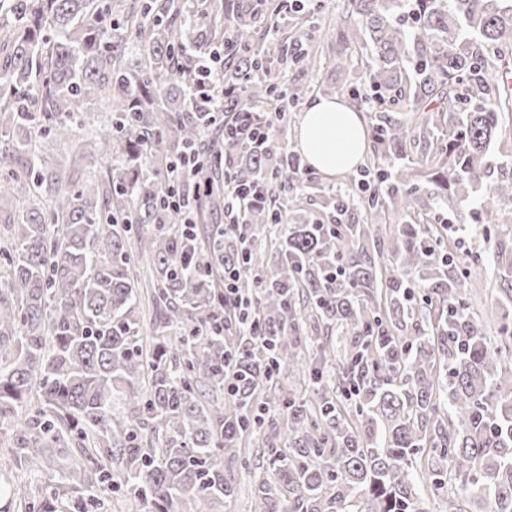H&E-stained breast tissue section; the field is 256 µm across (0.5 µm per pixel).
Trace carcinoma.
<instances>
[{"instance_id": "carcinoma-1", "label": "carcinoma", "mask_w": 512, "mask_h": 512, "mask_svg": "<svg viewBox=\"0 0 512 512\" xmlns=\"http://www.w3.org/2000/svg\"><path fill=\"white\" fill-rule=\"evenodd\" d=\"M338 10L373 149L329 189L324 224L282 195L310 188L290 112L331 89L278 85L267 66L305 12L285 31L239 0H0V420L24 412L14 465L56 455L26 512H91L116 492L207 512L234 500L239 468L254 512H425L419 473L452 508L464 494L512 512V319L488 343L469 293L484 257L455 240L512 224V0ZM217 54L228 111L276 109L259 146L206 147L224 123L194 79ZM289 63L315 75L321 59ZM98 101L108 177L80 181L49 151L81 143ZM193 148L201 171L177 175ZM243 181L265 188L246 240L222 224L199 240ZM176 192L187 231L164 205ZM492 257L512 304V246ZM227 264L252 334L215 280Z\"/></svg>"}]
</instances>
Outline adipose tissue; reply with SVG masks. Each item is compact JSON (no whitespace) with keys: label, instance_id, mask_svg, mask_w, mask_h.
<instances>
[{"label":"adipose tissue","instance_id":"adipose-tissue-1","mask_svg":"<svg viewBox=\"0 0 512 512\" xmlns=\"http://www.w3.org/2000/svg\"><path fill=\"white\" fill-rule=\"evenodd\" d=\"M298 143L312 168L334 178L360 164L366 148L365 126L342 98L322 97L304 113Z\"/></svg>","mask_w":512,"mask_h":512}]
</instances>
